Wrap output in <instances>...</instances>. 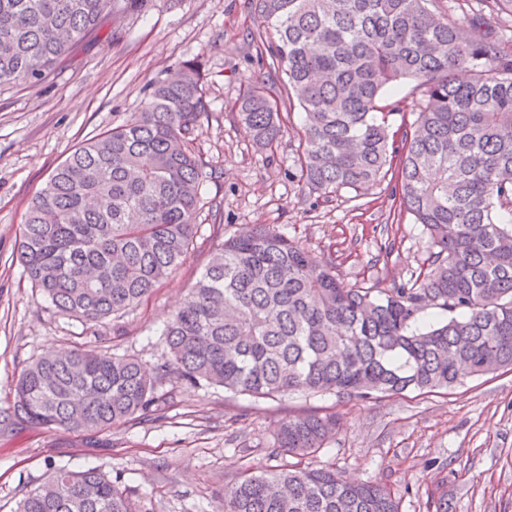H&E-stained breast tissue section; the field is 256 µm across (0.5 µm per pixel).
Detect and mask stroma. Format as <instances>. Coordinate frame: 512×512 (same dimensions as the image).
Returning a JSON list of instances; mask_svg holds the SVG:
<instances>
[{"instance_id": "obj_1", "label": "stroma", "mask_w": 512, "mask_h": 512, "mask_svg": "<svg viewBox=\"0 0 512 512\" xmlns=\"http://www.w3.org/2000/svg\"><path fill=\"white\" fill-rule=\"evenodd\" d=\"M252 0H144L106 19L73 47L53 79L0 89V512L60 468L94 467L128 488L134 512H223L241 475L284 466L279 424L337 416L314 464L396 490L401 512H426V491L448 485V512H512V369L465 379L441 393L356 400L333 393L265 399L166 379L154 416L96 433L33 428L13 414L16 381L50 350L82 348L165 361L162 336L224 239L270 224L334 263L345 287L388 288L431 261L424 225L393 191L396 171L367 194L321 193L299 182L303 113L281 69L257 53ZM199 59L208 116L193 147L215 177L205 182L198 232L180 264L120 317L85 322L60 314L27 279L17 246L27 207L51 171L86 139L141 111L148 87ZM260 84L277 101L283 134L256 146L235 102Z\"/></svg>"}]
</instances>
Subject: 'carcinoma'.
<instances>
[{
  "mask_svg": "<svg viewBox=\"0 0 512 512\" xmlns=\"http://www.w3.org/2000/svg\"><path fill=\"white\" fill-rule=\"evenodd\" d=\"M139 0H0V86L47 79L79 42ZM265 50L304 113L299 180L312 190L365 192L397 166L401 204L438 248L415 279L344 288L334 264L260 225L217 245L150 367L107 350L34 359L15 385L14 415L34 427L98 433L151 411L166 378L270 398L334 392L360 400L431 393L512 368V49L483 9L457 22L428 0H255ZM486 28L480 39L469 30ZM464 69L469 79L459 81ZM413 83V130L390 139ZM201 64L154 82L141 111L59 164L31 200L18 260L63 315L98 322L143 301L183 259L211 177L191 148L205 112ZM237 114L265 148L281 136L262 86ZM431 308L448 318L423 329ZM336 415L290 417L273 447L298 461L244 475L224 512H400L381 483L355 484L304 459ZM19 512H133L96 469L60 470ZM427 512H448L428 491Z\"/></svg>",
  "mask_w": 512,
  "mask_h": 512,
  "instance_id": "obj_1",
  "label": "carcinoma"
}]
</instances>
